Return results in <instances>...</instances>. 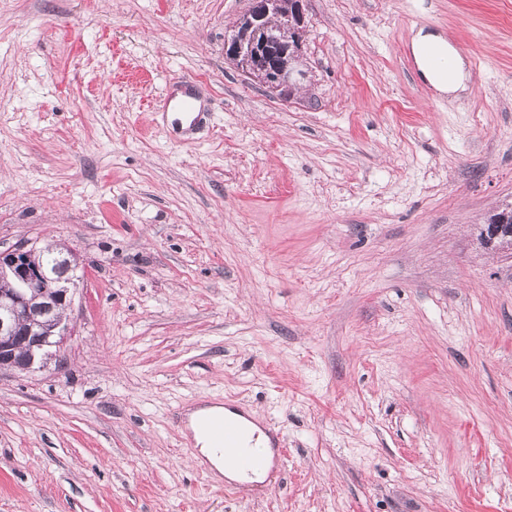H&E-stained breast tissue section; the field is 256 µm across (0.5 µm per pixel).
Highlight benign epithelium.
Instances as JSON below:
<instances>
[{
	"label": "benign epithelium",
	"instance_id": "7a95c632",
	"mask_svg": "<svg viewBox=\"0 0 512 512\" xmlns=\"http://www.w3.org/2000/svg\"><path fill=\"white\" fill-rule=\"evenodd\" d=\"M279 0H250L242 18L239 34L224 41L225 58L245 71L254 81L286 99L288 92L299 87L305 73L300 69L305 36V0H294L292 11L285 15L282 31L276 39L267 31L266 19L277 9ZM483 241L492 246L512 244V205L500 211L497 220L484 225ZM35 248H19L0 253V282L14 287L0 294V370H29L50 338L63 341L66 327L56 314L60 306L70 308L76 283L67 274H47ZM31 338L24 352H19L14 336Z\"/></svg>",
	"mask_w": 512,
	"mask_h": 512
}]
</instances>
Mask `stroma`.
Wrapping results in <instances>:
<instances>
[{"label":"stroma","mask_w":512,"mask_h":512,"mask_svg":"<svg viewBox=\"0 0 512 512\" xmlns=\"http://www.w3.org/2000/svg\"><path fill=\"white\" fill-rule=\"evenodd\" d=\"M249 0H0V252L64 245L71 334L0 372V512H512V0H307L305 97ZM470 80L440 96L418 29ZM200 92L209 127L160 115ZM282 442L237 486L178 414ZM280 1L278 11L271 14L278 8L279 1H249V8L239 24L241 31L225 39L224 54L254 81L288 100V91L298 88L305 77L300 64L306 28V1L293 0V9L285 16L289 0ZM283 16L285 25L282 31L286 36L282 40L274 39L267 31V24L270 32L279 35ZM430 47H439L448 53L454 60L451 71L443 72L428 68H420L422 76L437 90L456 93L465 88V62L463 58L439 35L434 33H423L421 29L413 41V51L416 58ZM483 241L485 245H499L508 241L512 244V204L500 211L496 221H487L483 230Z\"/></svg>","instance_id":"1"}]
</instances>
